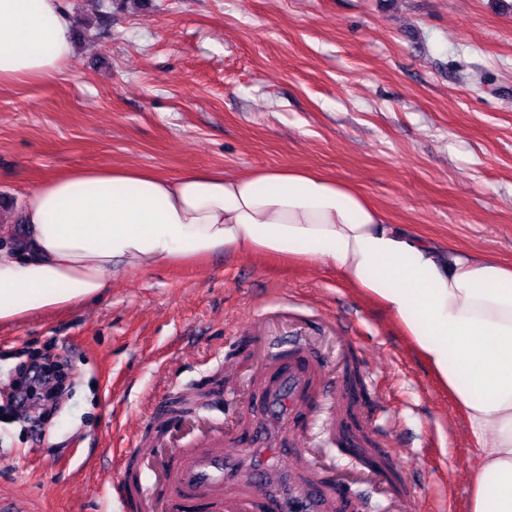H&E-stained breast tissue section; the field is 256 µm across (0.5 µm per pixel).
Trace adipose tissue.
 Instances as JSON below:
<instances>
[{"label": "adipose tissue", "instance_id": "obj_1", "mask_svg": "<svg viewBox=\"0 0 512 512\" xmlns=\"http://www.w3.org/2000/svg\"><path fill=\"white\" fill-rule=\"evenodd\" d=\"M64 0H0V89L53 78L76 53ZM251 252L322 261L376 301L447 391L478 450L465 512H512V265L445 257L323 174L123 166L46 178L0 246V324L98 297L111 279Z\"/></svg>", "mask_w": 512, "mask_h": 512}]
</instances>
